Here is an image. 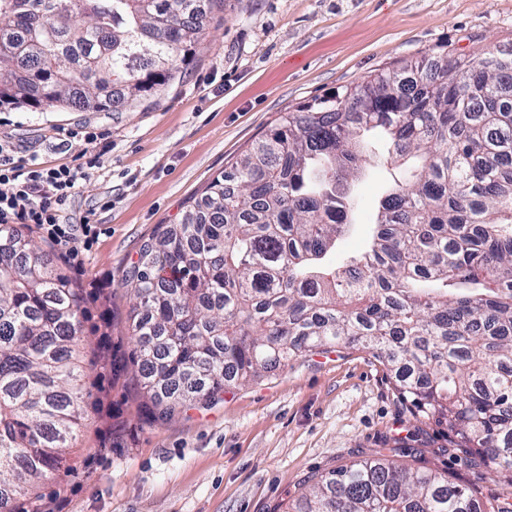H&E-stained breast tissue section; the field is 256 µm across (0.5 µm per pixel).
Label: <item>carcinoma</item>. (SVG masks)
<instances>
[{
  "label": "carcinoma",
  "mask_w": 512,
  "mask_h": 512,
  "mask_svg": "<svg viewBox=\"0 0 512 512\" xmlns=\"http://www.w3.org/2000/svg\"><path fill=\"white\" fill-rule=\"evenodd\" d=\"M200 0H0V104L119 112L163 94L204 34ZM411 163L337 264L351 179ZM153 419L317 348L369 349L448 444L512 473V51H429L282 113L124 277ZM78 286L0 225V512L66 462L91 375ZM292 512H485L448 477L377 451Z\"/></svg>",
  "instance_id": "cac0c4a2"
}]
</instances>
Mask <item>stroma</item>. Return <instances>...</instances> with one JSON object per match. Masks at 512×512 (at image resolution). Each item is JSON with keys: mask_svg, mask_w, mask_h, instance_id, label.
I'll return each mask as SVG.
<instances>
[{"mask_svg": "<svg viewBox=\"0 0 512 512\" xmlns=\"http://www.w3.org/2000/svg\"><path fill=\"white\" fill-rule=\"evenodd\" d=\"M509 46L512 0H216L183 80L160 100L121 112L0 106V141L22 156L96 163L64 205L70 223L98 226L88 250L74 257L36 225L23 230L82 285L101 344L130 356L124 271L280 113L426 51ZM62 128L74 133L64 145ZM390 182L374 163L354 180L355 226L337 260L363 248ZM99 386L104 403L86 410L66 464L39 483L38 512H285L308 480L384 448L446 473L483 506L512 503V477L413 416L393 375L359 347L307 353L165 422L146 416L133 369L106 372Z\"/></svg>", "mask_w": 512, "mask_h": 512, "instance_id": "35a3bbf8", "label": "stroma"}]
</instances>
